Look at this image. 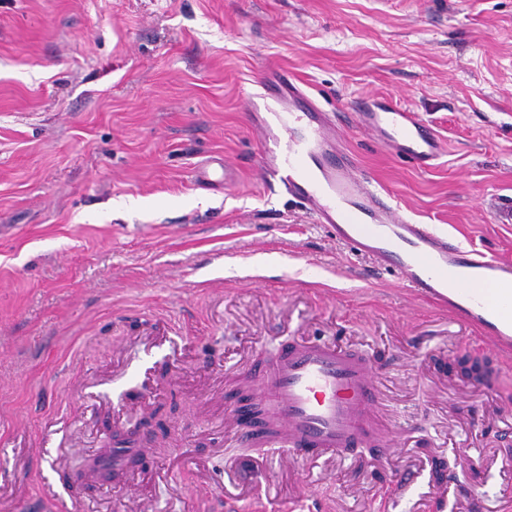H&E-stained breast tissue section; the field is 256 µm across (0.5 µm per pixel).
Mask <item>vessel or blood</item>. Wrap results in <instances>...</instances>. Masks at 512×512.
I'll list each match as a JSON object with an SVG mask.
<instances>
[{
    "label": "vessel or blood",
    "mask_w": 512,
    "mask_h": 512,
    "mask_svg": "<svg viewBox=\"0 0 512 512\" xmlns=\"http://www.w3.org/2000/svg\"><path fill=\"white\" fill-rule=\"evenodd\" d=\"M261 87L250 95L249 111L260 132L265 187L299 200L352 254L472 327L479 345L511 361L512 262L401 213L391 192L358 174L341 133L287 70L266 69ZM351 121L419 171L433 169L444 152L418 114L399 104L363 99ZM264 398L274 409L264 445L296 459L342 460L379 434L373 367L343 345L297 339L274 359Z\"/></svg>",
    "instance_id": "vessel-or-blood-1"
}]
</instances>
